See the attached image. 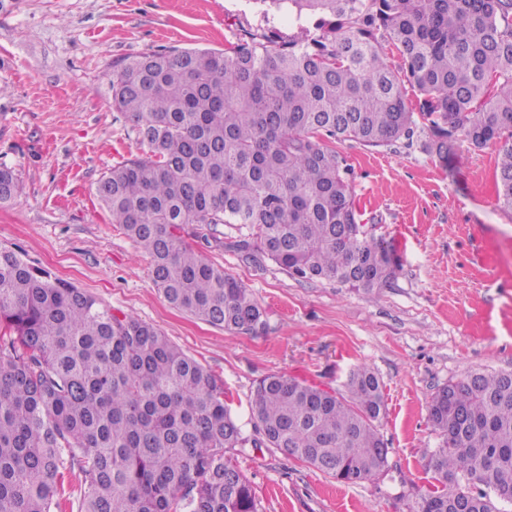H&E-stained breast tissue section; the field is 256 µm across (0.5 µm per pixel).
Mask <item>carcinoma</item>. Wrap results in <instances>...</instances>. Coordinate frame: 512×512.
<instances>
[{"label": "carcinoma", "mask_w": 512, "mask_h": 512, "mask_svg": "<svg viewBox=\"0 0 512 512\" xmlns=\"http://www.w3.org/2000/svg\"><path fill=\"white\" fill-rule=\"evenodd\" d=\"M288 10L298 32L217 49L154 51L112 66V108L143 151L105 172L95 195L151 259L174 308L258 335L264 311L191 239L238 227L232 247L300 279L374 297L397 274L364 223L352 169L331 147L414 142L443 163L460 139L498 151L512 211V0H253ZM402 53L419 92L409 108L379 37ZM20 190L0 168V203ZM243 435L224 384L153 325L0 247V512H54L71 470L77 512H258L235 448H277L347 484L387 466L382 386L364 365L347 395L268 375ZM441 443L410 512H512V371L471 369L429 405Z\"/></svg>", "instance_id": "cac0c4a2"}]
</instances>
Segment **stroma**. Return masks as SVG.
<instances>
[{
  "mask_svg": "<svg viewBox=\"0 0 512 512\" xmlns=\"http://www.w3.org/2000/svg\"><path fill=\"white\" fill-rule=\"evenodd\" d=\"M294 33L286 14L253 0H0V167L20 191L0 204V247L153 324L224 384L254 435L251 401L272 374L344 390L367 365L386 413L388 465L340 484L275 448L231 451L259 512H410L430 481L441 438L428 420L438 388L471 369L512 371V211L495 186L497 152L460 143L447 162L419 146L337 144L355 176L367 228L387 241L397 275L377 298L296 279L272 261L195 239L208 260L251 289L264 333L227 332L173 308L153 285L150 258L98 202L94 187L141 147L112 109V64L169 49H221L243 32Z\"/></svg>",
  "mask_w": 512,
  "mask_h": 512,
  "instance_id": "stroma-1",
  "label": "stroma"
}]
</instances>
